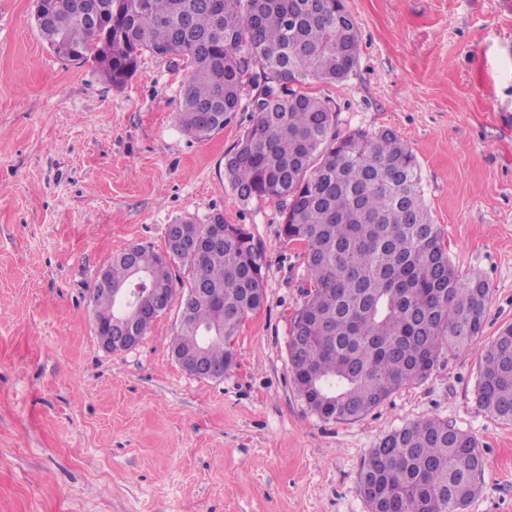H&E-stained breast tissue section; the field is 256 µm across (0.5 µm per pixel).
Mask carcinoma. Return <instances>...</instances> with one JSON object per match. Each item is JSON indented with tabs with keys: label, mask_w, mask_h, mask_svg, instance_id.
Here are the masks:
<instances>
[{
	"label": "carcinoma",
	"mask_w": 512,
	"mask_h": 512,
	"mask_svg": "<svg viewBox=\"0 0 512 512\" xmlns=\"http://www.w3.org/2000/svg\"><path fill=\"white\" fill-rule=\"evenodd\" d=\"M62 58L95 63L115 87L147 51L176 55L191 75L176 119L197 141L241 111L247 88L252 125L227 154L225 177L240 201L281 205L284 236L305 245L309 288L288 339L294 383L321 418L352 421L404 385L426 377L446 357L476 345L488 285L461 279L439 225L425 204L419 164L392 129L336 131L329 102L295 89L308 78L334 82L358 64L355 19L344 0H52L35 18ZM200 240L185 293L203 289L192 324L173 347L191 354L205 336L209 360L229 368L230 341L264 302L263 251L253 236L221 216L224 239L207 224L180 219ZM161 253L133 245L108 264L114 288H174L159 270ZM94 317L117 318L127 301L95 287ZM477 399L512 422V326L481 352ZM484 458L478 441L439 418L406 424L371 449L359 473L369 512H465L479 494Z\"/></svg>",
	"instance_id": "obj_1"
}]
</instances>
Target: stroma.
I'll return each mask as SVG.
<instances>
[{"mask_svg": "<svg viewBox=\"0 0 512 512\" xmlns=\"http://www.w3.org/2000/svg\"><path fill=\"white\" fill-rule=\"evenodd\" d=\"M361 55L340 82L307 79L340 133L395 130L461 277L489 286L479 346L456 352L354 421L307 406L288 362L304 248L277 202L242 204L224 157L236 113L199 142L176 121L188 71L143 53L120 87L59 58L34 0H0V512H369L359 473L388 432L436 417L485 458L466 512H512V422L480 407L482 346L512 326V14L497 0H345ZM264 253L265 298L218 379L172 355V305L135 347L104 350L90 296L129 246L213 215Z\"/></svg>", "mask_w": 512, "mask_h": 512, "instance_id": "stroma-1", "label": "stroma"}]
</instances>
